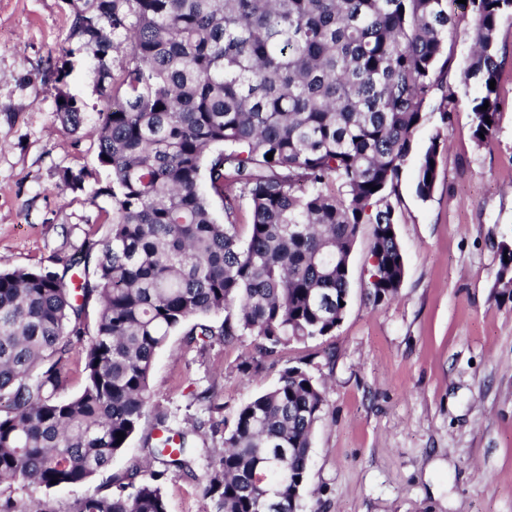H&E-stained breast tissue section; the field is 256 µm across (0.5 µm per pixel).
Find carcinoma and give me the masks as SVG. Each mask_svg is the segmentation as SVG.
<instances>
[{"label": "carcinoma", "mask_w": 512, "mask_h": 512, "mask_svg": "<svg viewBox=\"0 0 512 512\" xmlns=\"http://www.w3.org/2000/svg\"><path fill=\"white\" fill-rule=\"evenodd\" d=\"M469 3L474 50L461 82L479 87L472 136L486 146L502 108L489 87L502 64L496 33L512 0ZM454 26L448 0H74L50 75L65 84L70 43L92 54L97 159L109 182L86 201L108 195L112 214L106 236L92 240L89 225L67 261V271L83 266L78 281L0 272V512H18L6 495L14 484L36 494L90 482L148 418L145 444L160 468L134 465L113 477L116 490L64 512H168L172 473L194 482L212 512H298L323 386L287 365L232 422L174 429L151 409L155 357L190 321L186 344L201 353L253 337L257 356L237 365L245 376L292 343L335 335L364 224L368 299L377 307L398 296L405 258L391 196L422 109L446 82L439 62ZM119 37L129 51L116 71ZM59 98L57 119L74 133L85 105L64 90ZM456 103L455 91L443 93L442 123ZM440 150L437 133L420 155L423 201ZM84 181L65 168L58 187L82 191ZM240 199L252 213L245 238ZM221 313L220 325L206 322ZM78 345L83 384L62 397ZM217 438V448L194 447Z\"/></svg>", "instance_id": "1"}]
</instances>
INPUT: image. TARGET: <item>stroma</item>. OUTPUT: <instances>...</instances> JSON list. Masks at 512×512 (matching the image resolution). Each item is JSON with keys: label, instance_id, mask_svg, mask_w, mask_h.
I'll use <instances>...</instances> for the list:
<instances>
[{"label": "stroma", "instance_id": "1", "mask_svg": "<svg viewBox=\"0 0 512 512\" xmlns=\"http://www.w3.org/2000/svg\"><path fill=\"white\" fill-rule=\"evenodd\" d=\"M449 85L457 106L448 122L433 107L414 134L392 202L405 256L396 299L367 301L371 227L363 225L350 257V302L335 335L293 343L279 363L245 377L237 364L253 353L251 337L206 352L173 333L156 358L152 399L173 427L204 416L197 392L214 387L225 417L277 381L283 365L305 362L326 385V413L312 435L301 512H512V299L495 286L497 246L512 243V18L498 27L503 104L490 145L472 137L462 85L474 16L450 0ZM67 0H0V271H63L88 225L102 222L112 199L87 203L57 189L65 168L84 169L86 186L106 183L97 161L94 61L71 57L65 84L47 74L68 34ZM85 105L78 132L62 128L59 91ZM445 146L429 199L415 192L420 154L434 135ZM144 456L142 436L81 487L48 491L54 512L105 491L111 477Z\"/></svg>", "mask_w": 512, "mask_h": 512}]
</instances>
